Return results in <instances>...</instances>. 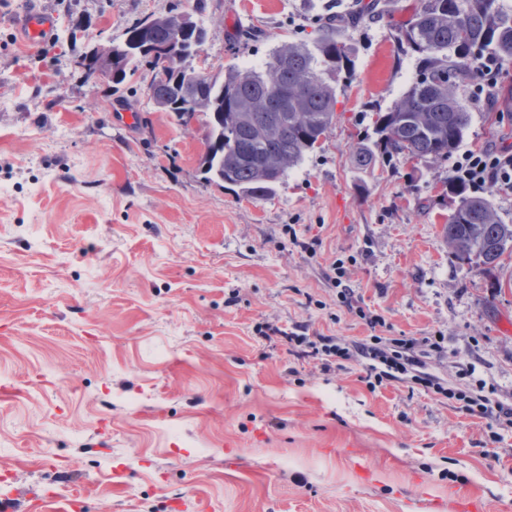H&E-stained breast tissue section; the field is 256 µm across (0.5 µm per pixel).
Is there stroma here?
Returning a JSON list of instances; mask_svg holds the SVG:
<instances>
[{
    "instance_id": "stroma-1",
    "label": "stroma",
    "mask_w": 512,
    "mask_h": 512,
    "mask_svg": "<svg viewBox=\"0 0 512 512\" xmlns=\"http://www.w3.org/2000/svg\"><path fill=\"white\" fill-rule=\"evenodd\" d=\"M348 2L207 0L192 65L261 66ZM409 2L347 31L355 76L336 86L335 124L255 200L204 180V122L152 103L149 65L119 85L73 65L195 0H0V512H62L77 485L84 512H459L465 495L512 512V428L490 443L446 394L483 382L512 404V258L488 272L451 253V162H351L368 112L411 82L388 28ZM33 7L56 25L31 49L15 20ZM464 103L463 147L512 144V112ZM342 285L381 326L340 306ZM296 324L439 338L419 359L444 391L372 388L361 365L325 373L260 333Z\"/></svg>"
}]
</instances>
